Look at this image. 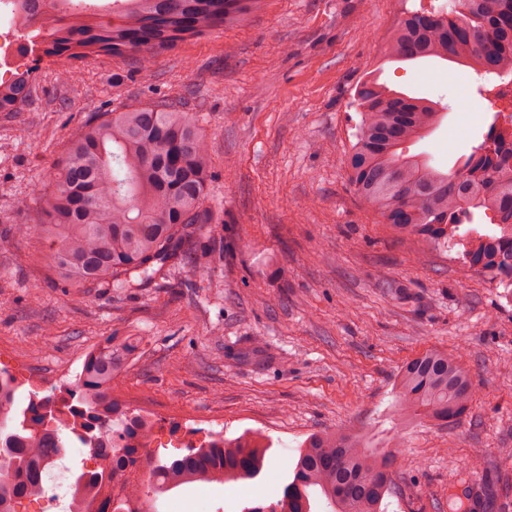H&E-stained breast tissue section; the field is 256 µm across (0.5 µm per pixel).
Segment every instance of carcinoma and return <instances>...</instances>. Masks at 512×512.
Returning a JSON list of instances; mask_svg holds the SVG:
<instances>
[{
  "label": "carcinoma",
  "instance_id": "carcinoma-1",
  "mask_svg": "<svg viewBox=\"0 0 512 512\" xmlns=\"http://www.w3.org/2000/svg\"><path fill=\"white\" fill-rule=\"evenodd\" d=\"M19 62L0 79V112L29 101L38 66L48 60L63 81L76 77L72 62L108 52L137 54L148 64L156 53L232 27L258 11L263 0H12ZM386 56L404 62L437 58L498 74L512 71V0H452L450 10L422 7L405 12ZM361 123L350 157L358 195L400 233L422 236L446 248L463 237L462 218L472 209L491 211L493 230L470 235L466 261L512 287V142L504 133L485 138L443 172L411 144L442 121V107L405 95L372 78L355 92ZM212 178L206 138L189 112L170 102L130 106L86 124L64 148L41 224H16L20 236L50 243V261L71 288L135 286L163 274L183 242L206 223L203 201ZM131 350L103 346L89 354L70 404L71 435L92 449L95 466L75 476L73 512H149L141 474L154 496L197 481H251L265 473L267 437L245 432L167 460L147 457L139 416L125 413L119 429L112 415V377ZM18 385L0 373V512H18L41 491L44 474L66 456L59 435L56 401L30 399L15 408ZM471 374L445 351L429 350L401 370L395 412L402 419L445 425L469 406ZM395 456L371 450L346 433H315L304 442L277 505L243 512H314L318 501L330 512H383Z\"/></svg>",
  "mask_w": 512,
  "mask_h": 512
}]
</instances>
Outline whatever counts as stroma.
I'll use <instances>...</instances> for the list:
<instances>
[{
  "instance_id": "1",
  "label": "stroma",
  "mask_w": 512,
  "mask_h": 512,
  "mask_svg": "<svg viewBox=\"0 0 512 512\" xmlns=\"http://www.w3.org/2000/svg\"><path fill=\"white\" fill-rule=\"evenodd\" d=\"M420 0H265L241 23L156 54L106 53L61 81L39 65L32 102L0 112V370L31 395L64 394L87 355L134 342L112 392L149 411L150 452L186 454L216 428L263 432L273 466L256 481L160 496L156 512H243L282 496L300 445L318 432L395 445L385 512H448L467 482L473 512H512V288L398 235L356 193L348 167L372 71L446 107L413 153L449 169L494 117L483 79L449 62L394 63L384 50ZM180 102L213 157L209 222L137 288L62 287L46 245L12 231L44 220L64 142L133 104ZM213 250L206 273L194 255ZM438 349L475 383L454 422L393 421L405 362Z\"/></svg>"
}]
</instances>
